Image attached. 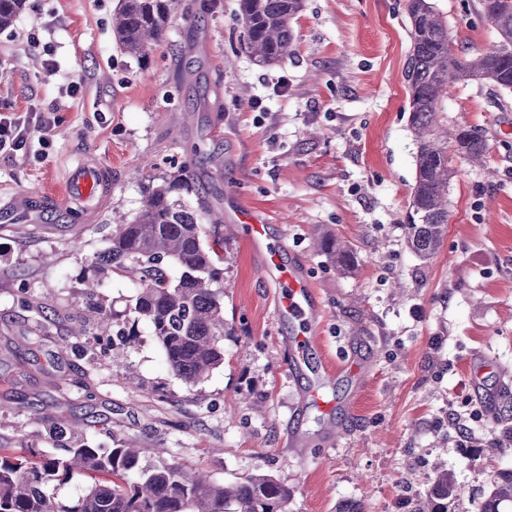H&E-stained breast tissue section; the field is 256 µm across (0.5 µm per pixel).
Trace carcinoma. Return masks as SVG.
Returning a JSON list of instances; mask_svg holds the SVG:
<instances>
[{"label": "carcinoma", "instance_id": "cac0c4a2", "mask_svg": "<svg viewBox=\"0 0 512 512\" xmlns=\"http://www.w3.org/2000/svg\"><path fill=\"white\" fill-rule=\"evenodd\" d=\"M24 6L25 0H0V29L10 27ZM303 7L304 0H239L243 48L254 62L271 65L294 56V20ZM480 7L491 8L487 18L499 40L473 55L459 56L448 47V22L433 0L406 4L411 50L405 81L417 145L406 242L422 259L437 252L448 224V186L454 177L448 148L479 165L488 150L479 129L459 125L450 130L444 125L448 88L478 83L512 92V0H480ZM206 8L195 0H119L112 38L123 53L144 58L166 38L174 13L196 23ZM314 244L338 268L350 267V246L335 234L320 232ZM90 268L82 297L96 314L97 336L129 341L133 335L98 297L104 280L120 275L138 290L133 321L150 326L167 364L186 387H195L224 364V219L200 188L192 162L142 187L139 207L132 217L113 222ZM48 433L62 441L55 455L25 446L0 447V512H288L292 489L259 469L218 484L173 456L144 469L141 457L147 449L133 442L96 448L81 430L56 423L48 424ZM74 471L93 479L85 493L62 501L45 492V485L64 482ZM457 497L453 473L439 468L411 512H449ZM506 502L512 504V468L494 473L474 512H502Z\"/></svg>", "mask_w": 512, "mask_h": 512}]
</instances>
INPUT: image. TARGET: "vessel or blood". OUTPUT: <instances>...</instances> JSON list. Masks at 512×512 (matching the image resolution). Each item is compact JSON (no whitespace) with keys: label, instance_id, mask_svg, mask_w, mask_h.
I'll list each match as a JSON object with an SVG mask.
<instances>
[{"label":"vessel or blood","instance_id":"b4317fda","mask_svg":"<svg viewBox=\"0 0 512 512\" xmlns=\"http://www.w3.org/2000/svg\"><path fill=\"white\" fill-rule=\"evenodd\" d=\"M69 182L70 192L65 200V209L70 213L96 210L112 190L110 173L92 158L80 162L71 172ZM239 227L254 244L266 247L264 273L278 289L275 319L299 324L298 332L288 341V352L290 370L300 371L315 344L313 328L320 314L316 294L299 265H287L280 260L282 243H269L267 227L257 217L241 212Z\"/></svg>","mask_w":512,"mask_h":512}]
</instances>
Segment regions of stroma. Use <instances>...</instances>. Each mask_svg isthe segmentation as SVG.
<instances>
[{
    "label": "stroma",
    "instance_id": "obj_1",
    "mask_svg": "<svg viewBox=\"0 0 512 512\" xmlns=\"http://www.w3.org/2000/svg\"><path fill=\"white\" fill-rule=\"evenodd\" d=\"M406 3L306 0L294 57L260 66L241 48L237 0H213L195 25L174 16L143 59L112 40L119 0H26L0 31V98L17 112L39 100L57 120L45 158L0 156V446L53 455L45 422L76 421L89 441L152 448L146 466L171 454L218 483L268 471L293 489L288 512H400L404 483L424 493L442 465L458 482L452 512H473L492 471L512 466V401L488 412L471 385L481 355L512 372V92L449 88V125L481 129L489 149L480 166L449 153L448 231L420 260L405 245L416 173ZM435 3L457 54L496 43L478 0ZM46 47L77 96L45 77ZM196 150L225 223L242 211L266 221L318 296L303 372L287 367L295 327L274 320L261 249L242 234L224 244V364L196 387L170 371L146 323L118 359L94 329L70 333L91 318L82 279L113 211L133 214L142 181ZM88 156L112 175L96 214L20 207L29 194L63 199L67 169ZM321 227L352 247L348 271L317 254ZM492 439L507 453H488Z\"/></svg>",
    "mask_w": 512,
    "mask_h": 512
}]
</instances>
